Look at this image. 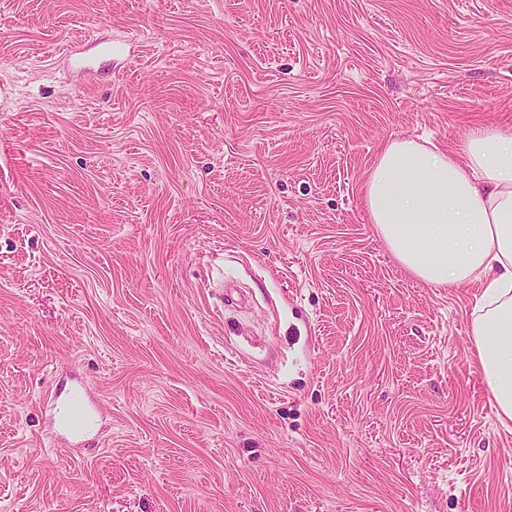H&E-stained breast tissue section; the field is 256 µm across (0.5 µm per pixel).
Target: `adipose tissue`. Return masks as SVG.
Here are the masks:
<instances>
[{
    "label": "adipose tissue",
    "instance_id": "1",
    "mask_svg": "<svg viewBox=\"0 0 512 512\" xmlns=\"http://www.w3.org/2000/svg\"><path fill=\"white\" fill-rule=\"evenodd\" d=\"M363 204L415 277L435 288L479 284L472 353L499 422L512 431V128H475L456 154L390 141Z\"/></svg>",
    "mask_w": 512,
    "mask_h": 512
}]
</instances>
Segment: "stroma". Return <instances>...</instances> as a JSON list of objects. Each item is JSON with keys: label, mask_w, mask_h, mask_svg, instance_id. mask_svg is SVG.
Segmentation results:
<instances>
[{"label": "stroma", "mask_w": 512, "mask_h": 512, "mask_svg": "<svg viewBox=\"0 0 512 512\" xmlns=\"http://www.w3.org/2000/svg\"><path fill=\"white\" fill-rule=\"evenodd\" d=\"M479 126L512 0H0V512H512L479 286L362 203ZM57 416L61 427L77 432L87 431L91 422L82 406V399L77 394L61 404Z\"/></svg>", "instance_id": "35a3bbf8"}]
</instances>
